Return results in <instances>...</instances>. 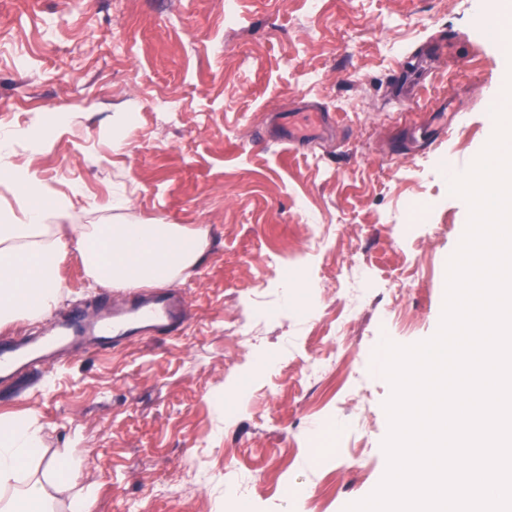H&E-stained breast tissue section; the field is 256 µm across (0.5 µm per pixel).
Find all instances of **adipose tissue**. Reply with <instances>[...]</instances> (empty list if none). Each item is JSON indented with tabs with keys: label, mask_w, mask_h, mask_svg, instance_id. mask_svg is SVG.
<instances>
[{
	"label": "adipose tissue",
	"mask_w": 512,
	"mask_h": 512,
	"mask_svg": "<svg viewBox=\"0 0 512 512\" xmlns=\"http://www.w3.org/2000/svg\"><path fill=\"white\" fill-rule=\"evenodd\" d=\"M28 200L21 215L0 218V324L37 319L64 293L60 267L78 253L94 285L125 288L168 285L194 268L203 254L202 231L179 224H74L62 229L64 203L45 195L37 177H19ZM45 460L49 481L31 465ZM78 469L64 454L46 456L36 416L0 420V512H50V489L75 484Z\"/></svg>",
	"instance_id": "obj_1"
}]
</instances>
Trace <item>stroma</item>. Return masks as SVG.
<instances>
[{
	"mask_svg": "<svg viewBox=\"0 0 512 512\" xmlns=\"http://www.w3.org/2000/svg\"><path fill=\"white\" fill-rule=\"evenodd\" d=\"M500 2L0 0V132L17 135L0 212L25 207L28 170L66 223L207 235L175 282L183 331L0 385V419L36 412L93 512H344L375 490L391 386L374 356L438 330L469 218L449 168L490 139L512 67L485 33ZM437 41L446 59L425 63ZM304 100L335 114L332 137L252 143ZM61 275L59 309L94 311L78 256Z\"/></svg>",
	"mask_w": 512,
	"mask_h": 512,
	"instance_id": "obj_1",
	"label": "stroma"
}]
</instances>
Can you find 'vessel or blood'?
<instances>
[{"label": "vessel or blood", "mask_w": 512, "mask_h": 512, "mask_svg": "<svg viewBox=\"0 0 512 512\" xmlns=\"http://www.w3.org/2000/svg\"><path fill=\"white\" fill-rule=\"evenodd\" d=\"M328 126V115L318 109L288 118L279 116L275 119V139L287 146L311 143L322 138ZM187 319L186 300L177 290L135 295L123 310L114 309L105 298L99 300L92 314L74 307L51 323L48 335L0 340V381L48 366L63 350H102L145 329L159 336H173L183 330Z\"/></svg>", "instance_id": "vessel-or-blood-1"}]
</instances>
